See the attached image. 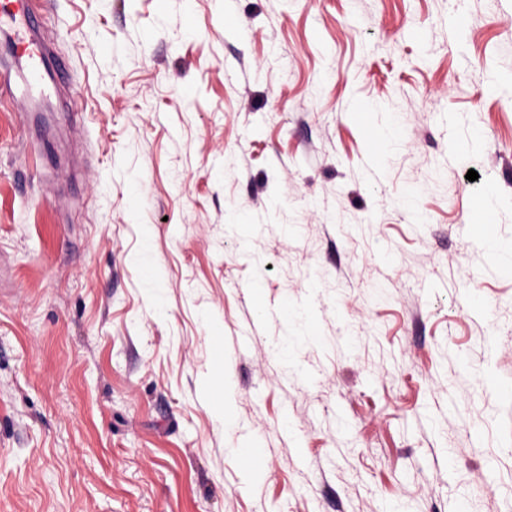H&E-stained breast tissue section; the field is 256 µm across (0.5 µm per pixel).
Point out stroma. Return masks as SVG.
<instances>
[{
    "label": "stroma",
    "instance_id": "stroma-1",
    "mask_svg": "<svg viewBox=\"0 0 512 512\" xmlns=\"http://www.w3.org/2000/svg\"><path fill=\"white\" fill-rule=\"evenodd\" d=\"M37 6L0 512H512V0ZM238 461L245 471L265 470V455L254 448L251 442L244 443L238 450Z\"/></svg>",
    "mask_w": 512,
    "mask_h": 512
}]
</instances>
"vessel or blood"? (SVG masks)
<instances>
[{
  "label": "vessel or blood",
  "mask_w": 512,
  "mask_h": 512,
  "mask_svg": "<svg viewBox=\"0 0 512 512\" xmlns=\"http://www.w3.org/2000/svg\"><path fill=\"white\" fill-rule=\"evenodd\" d=\"M41 24L33 0H0V101L17 99L21 82L34 96L48 95L54 86L58 63L40 35ZM238 461L247 471L266 467L265 455L249 442L239 448Z\"/></svg>",
  "instance_id": "1"
}]
</instances>
